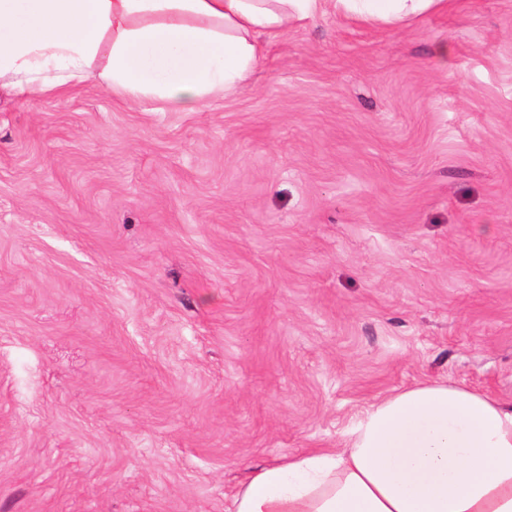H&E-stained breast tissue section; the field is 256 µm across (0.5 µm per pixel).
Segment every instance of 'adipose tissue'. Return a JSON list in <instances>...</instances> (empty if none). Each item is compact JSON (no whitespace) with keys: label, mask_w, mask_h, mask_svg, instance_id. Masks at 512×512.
Listing matches in <instances>:
<instances>
[{"label":"adipose tissue","mask_w":512,"mask_h":512,"mask_svg":"<svg viewBox=\"0 0 512 512\" xmlns=\"http://www.w3.org/2000/svg\"><path fill=\"white\" fill-rule=\"evenodd\" d=\"M326 0H0V90L35 101L103 84L196 112L237 92L275 37ZM444 0H336L402 22ZM225 512H512V405L434 381L372 403L340 447L251 470Z\"/></svg>","instance_id":"1"}]
</instances>
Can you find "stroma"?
<instances>
[{"label":"stroma","instance_id":"35a3bbf8","mask_svg":"<svg viewBox=\"0 0 512 512\" xmlns=\"http://www.w3.org/2000/svg\"><path fill=\"white\" fill-rule=\"evenodd\" d=\"M263 46L199 112L0 92V512H224L401 388L512 404V0Z\"/></svg>","mask_w":512,"mask_h":512}]
</instances>
